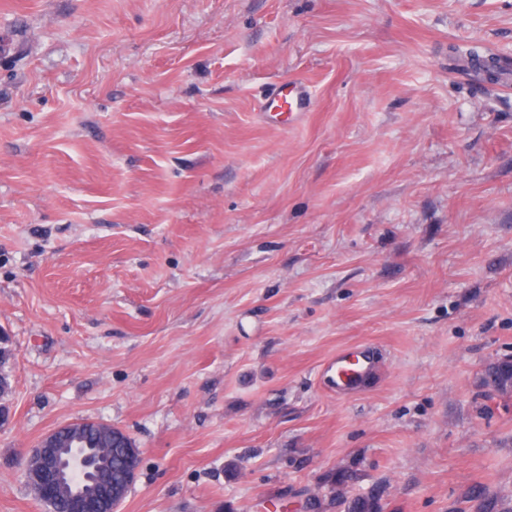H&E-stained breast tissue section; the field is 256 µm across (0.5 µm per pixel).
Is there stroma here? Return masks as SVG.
I'll return each instance as SVG.
<instances>
[{
  "mask_svg": "<svg viewBox=\"0 0 512 512\" xmlns=\"http://www.w3.org/2000/svg\"><path fill=\"white\" fill-rule=\"evenodd\" d=\"M291 79L309 112H263ZM0 336V512H47L21 453L76 420L140 451L119 512H304L352 464L384 512L512 491L479 386L512 354V0H0ZM373 362L366 354L349 356L339 354L329 367V373L333 374L336 386L340 390L353 388L360 385L372 372Z\"/></svg>",
  "mask_w": 512,
  "mask_h": 512,
  "instance_id": "obj_1",
  "label": "stroma"
}]
</instances>
